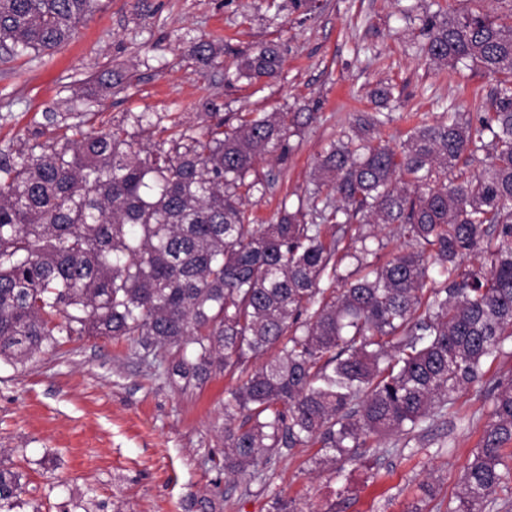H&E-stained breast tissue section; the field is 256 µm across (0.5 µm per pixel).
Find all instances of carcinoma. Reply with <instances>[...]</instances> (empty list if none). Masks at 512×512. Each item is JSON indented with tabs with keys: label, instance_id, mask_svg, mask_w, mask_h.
<instances>
[{
	"label": "carcinoma",
	"instance_id": "obj_1",
	"mask_svg": "<svg viewBox=\"0 0 512 512\" xmlns=\"http://www.w3.org/2000/svg\"><path fill=\"white\" fill-rule=\"evenodd\" d=\"M99 2L0 0V48L49 54ZM426 27L432 62L496 78L478 124L445 112L392 146L378 135L391 116L361 115L321 156L308 197L269 224L245 200L297 112L234 118L205 98L201 125L131 112L95 128L81 119L96 113L90 95L82 113H43L0 148V362L108 336L168 352L186 388L237 376L224 400L227 476L258 475L309 443L351 457L372 435L408 436L443 412L512 341V14L438 12ZM222 53L203 38L190 48L202 70ZM282 65L268 43L238 60L235 79L266 82ZM94 84L110 92L123 75L106 68ZM388 226L404 247L367 261ZM470 253L480 261L464 264ZM511 444L510 380L451 512H484L508 489ZM22 494L21 474L0 462V512H22Z\"/></svg>",
	"mask_w": 512,
	"mask_h": 512
}]
</instances>
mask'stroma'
<instances>
[{"instance_id": "stroma-1", "label": "stroma", "mask_w": 512, "mask_h": 512, "mask_svg": "<svg viewBox=\"0 0 512 512\" xmlns=\"http://www.w3.org/2000/svg\"><path fill=\"white\" fill-rule=\"evenodd\" d=\"M440 10L506 15L512 0H101L61 49L0 59V146L44 112L64 111L65 100L81 103L106 67L125 83L102 97L104 122L128 112L184 115L205 95L231 113L309 108L316 119L295 130L285 159L256 165L264 187L248 208L265 224L306 195L318 158L351 134L355 115L390 113L382 136L397 142L449 106L467 118L483 111L494 79L435 65L426 53L424 20ZM201 36L224 45L221 64L204 71L189 54ZM271 42L285 57L277 79L229 81L237 55ZM386 85L390 99H374ZM166 367L102 336L73 337L24 370L1 364L0 460L21 474L24 500L39 512H274L281 498L296 512H451L495 386L512 378V344L419 432L324 463L316 447L286 450L261 477L221 478L210 462L224 455V397L235 378L182 391Z\"/></svg>"}]
</instances>
